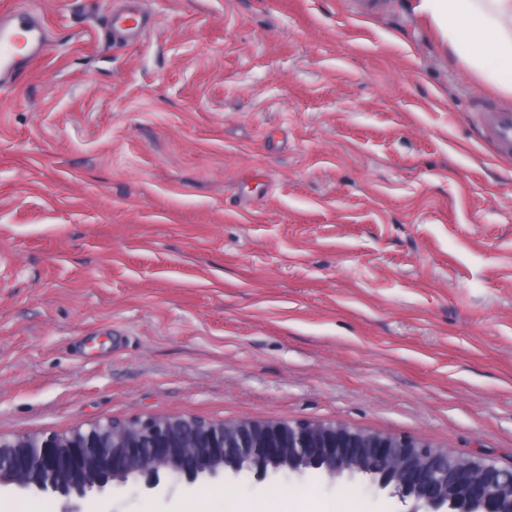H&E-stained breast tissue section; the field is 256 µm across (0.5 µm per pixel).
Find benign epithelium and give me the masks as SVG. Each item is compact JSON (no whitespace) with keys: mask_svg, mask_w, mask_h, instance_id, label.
Listing matches in <instances>:
<instances>
[{"mask_svg":"<svg viewBox=\"0 0 512 512\" xmlns=\"http://www.w3.org/2000/svg\"><path fill=\"white\" fill-rule=\"evenodd\" d=\"M0 486L70 499L113 484L160 474L193 482L225 469L264 477L269 471L321 470L371 476L407 512H512V466L480 454L455 455L414 435L308 420L188 428L178 415H136L48 436H0Z\"/></svg>","mask_w":512,"mask_h":512,"instance_id":"benign-epithelium-1","label":"benign epithelium"}]
</instances>
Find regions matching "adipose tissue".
<instances>
[{"mask_svg": "<svg viewBox=\"0 0 512 512\" xmlns=\"http://www.w3.org/2000/svg\"><path fill=\"white\" fill-rule=\"evenodd\" d=\"M449 51L480 79L512 95V0H421Z\"/></svg>", "mask_w": 512, "mask_h": 512, "instance_id": "ef3b65f1", "label": "adipose tissue"}]
</instances>
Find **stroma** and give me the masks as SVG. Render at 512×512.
Masks as SVG:
<instances>
[{
    "label": "stroma",
    "instance_id": "35a3bbf8",
    "mask_svg": "<svg viewBox=\"0 0 512 512\" xmlns=\"http://www.w3.org/2000/svg\"><path fill=\"white\" fill-rule=\"evenodd\" d=\"M0 93V435L139 414L343 422L512 465V97L419 0H36ZM205 496L403 512L368 476L128 480L76 512ZM0 489V512H61ZM112 35L137 36L146 28V19L134 10L112 12ZM485 136L493 141L498 151L512 153V113L488 110L481 114Z\"/></svg>",
    "mask_w": 512,
    "mask_h": 512
}]
</instances>
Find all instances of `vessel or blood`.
Here are the masks:
<instances>
[{
  "label": "vessel or blood",
  "instance_id": "obj_1",
  "mask_svg": "<svg viewBox=\"0 0 512 512\" xmlns=\"http://www.w3.org/2000/svg\"><path fill=\"white\" fill-rule=\"evenodd\" d=\"M113 34L140 35L145 18L135 11H116L110 19ZM46 24L34 0H0V91H9L43 55ZM488 139L498 151L512 153V113L489 110L481 115Z\"/></svg>",
  "mask_w": 512,
  "mask_h": 512
}]
</instances>
